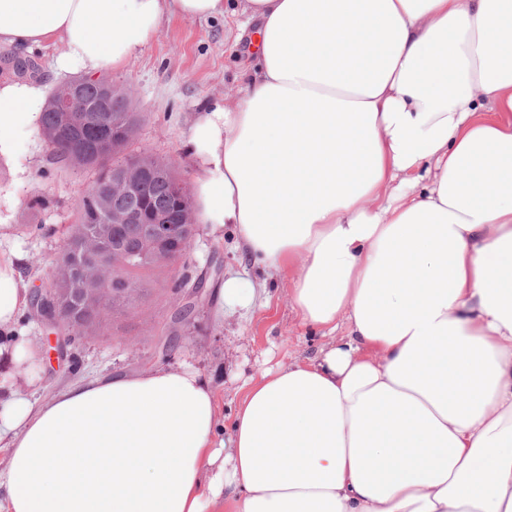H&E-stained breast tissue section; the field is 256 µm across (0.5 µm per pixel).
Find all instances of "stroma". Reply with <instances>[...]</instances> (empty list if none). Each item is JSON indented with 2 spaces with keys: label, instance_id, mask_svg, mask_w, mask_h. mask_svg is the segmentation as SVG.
I'll return each instance as SVG.
<instances>
[{
  "label": "stroma",
  "instance_id": "35a3bbf8",
  "mask_svg": "<svg viewBox=\"0 0 512 512\" xmlns=\"http://www.w3.org/2000/svg\"><path fill=\"white\" fill-rule=\"evenodd\" d=\"M238 18L165 20L143 53L110 72L116 89L129 96L139 121L131 145L175 164L186 184H194L197 163L186 133L199 112L239 90L238 75L248 61L251 33H240ZM93 180L90 169L52 159L47 141H40L32 174L13 181L0 162V196L16 205L6 214L12 242L24 250L29 287L50 286L61 248L75 221L76 203ZM189 275L222 284L232 276L249 280L254 300L249 309L221 311L216 298L203 295L191 322L174 323L172 315L184 293L174 287L169 270L155 272L136 305L105 316L80 337L71 356L56 355L54 331L32 312L20 325L40 345L45 358L43 378L31 399L46 401L72 384L109 373L138 374L188 362L210 378L225 425H232L246 386L264 369L314 356L326 344L320 331L303 326L288 296V276L255 265L240 246L232 225L213 232L201 224L190 255ZM173 337L176 347L163 352L158 341Z\"/></svg>",
  "mask_w": 512,
  "mask_h": 512
}]
</instances>
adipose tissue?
<instances>
[{"mask_svg":"<svg viewBox=\"0 0 512 512\" xmlns=\"http://www.w3.org/2000/svg\"><path fill=\"white\" fill-rule=\"evenodd\" d=\"M257 24L241 92L201 112L197 217L288 272L329 341L248 386L220 439L185 363L32 402L44 361L0 343V512H512V0H239ZM225 0H0V42L61 43L96 76L166 18ZM44 90L0 81V157ZM0 248V328L27 308Z\"/></svg>","mask_w":512,"mask_h":512,"instance_id":"1","label":"adipose tissue"}]
</instances>
